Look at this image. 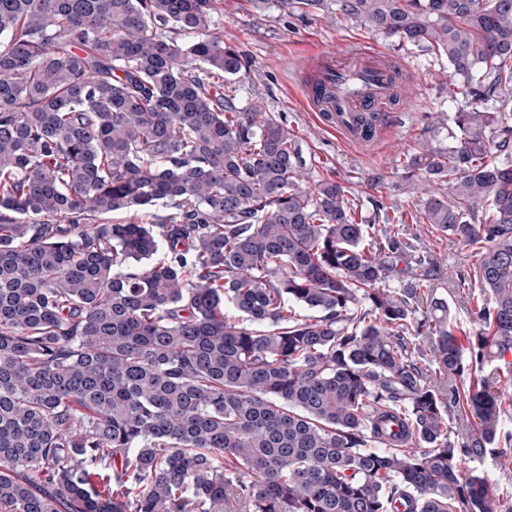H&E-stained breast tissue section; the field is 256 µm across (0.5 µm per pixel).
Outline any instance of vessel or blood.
I'll return each instance as SVG.
<instances>
[{
	"label": "vessel or blood",
	"mask_w": 512,
	"mask_h": 512,
	"mask_svg": "<svg viewBox=\"0 0 512 512\" xmlns=\"http://www.w3.org/2000/svg\"><path fill=\"white\" fill-rule=\"evenodd\" d=\"M398 62L357 44L315 58L307 70L305 91L313 111L326 112L352 142L371 148L394 113L409 112L414 99L397 76ZM374 116L373 126L358 124Z\"/></svg>",
	"instance_id": "b4317fda"
}]
</instances>
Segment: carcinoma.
Instances as JSON below:
<instances>
[{"label": "carcinoma", "instance_id": "carcinoma-1", "mask_svg": "<svg viewBox=\"0 0 512 512\" xmlns=\"http://www.w3.org/2000/svg\"><path fill=\"white\" fill-rule=\"evenodd\" d=\"M221 4L0 0V512H512L456 463L512 442L503 397L437 385L512 351L508 100L405 155L422 223L479 255L466 358L421 243L236 106ZM336 10L446 58L454 96L512 94V0Z\"/></svg>", "mask_w": 512, "mask_h": 512}]
</instances>
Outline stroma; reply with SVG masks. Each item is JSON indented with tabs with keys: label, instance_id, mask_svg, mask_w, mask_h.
<instances>
[{
	"label": "stroma",
	"instance_id": "35a3bbf8",
	"mask_svg": "<svg viewBox=\"0 0 512 512\" xmlns=\"http://www.w3.org/2000/svg\"><path fill=\"white\" fill-rule=\"evenodd\" d=\"M214 19L244 58L237 106L262 97L271 111L287 119L312 179L345 183L360 200L369 223L399 224L406 236L425 239L433 292L447 301L459 343L468 346L476 317L466 301L454 293L453 285L472 275L479 256L422 224L416 205L426 181L422 173H408L400 165L404 154L448 145L458 133L454 115L466 102L448 92L447 61L344 18L333 0L321 9L299 6L290 11L281 10L277 0H224ZM355 39L371 43L402 62L404 77L415 84L419 100L415 112L404 115L401 126L387 129L369 151L341 132L322 127L303 104L304 72L311 56Z\"/></svg>",
	"mask_w": 512,
	"mask_h": 512
}]
</instances>
